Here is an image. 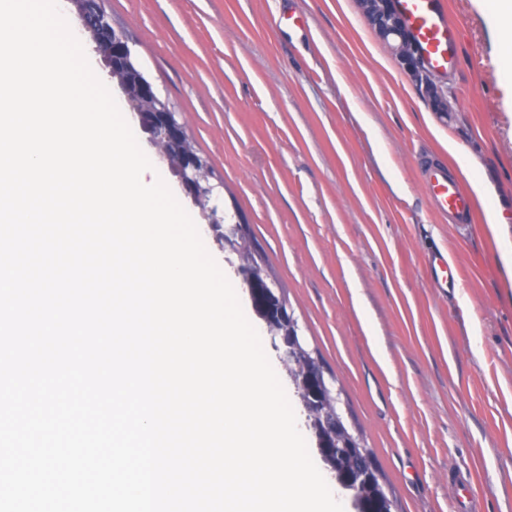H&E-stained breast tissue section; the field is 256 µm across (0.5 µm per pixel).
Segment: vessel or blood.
Returning <instances> with one entry per match:
<instances>
[{"label": "vessel or blood", "mask_w": 512, "mask_h": 512, "mask_svg": "<svg viewBox=\"0 0 512 512\" xmlns=\"http://www.w3.org/2000/svg\"><path fill=\"white\" fill-rule=\"evenodd\" d=\"M398 6L428 65L438 71L455 69L459 62L460 29L449 21L441 0H398ZM418 174L434 210L447 216L449 223H470L474 200L457 175L450 173L447 167L433 164L419 167ZM430 265L437 287L456 286L447 256L434 257Z\"/></svg>", "instance_id": "b4317fda"}]
</instances>
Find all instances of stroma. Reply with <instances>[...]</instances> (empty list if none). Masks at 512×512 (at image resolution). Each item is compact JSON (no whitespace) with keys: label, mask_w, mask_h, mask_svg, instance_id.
I'll use <instances>...</instances> for the list:
<instances>
[{"label":"stroma","mask_w":512,"mask_h":512,"mask_svg":"<svg viewBox=\"0 0 512 512\" xmlns=\"http://www.w3.org/2000/svg\"><path fill=\"white\" fill-rule=\"evenodd\" d=\"M460 65L433 111L355 0H106L263 248L367 436L399 512H512V43L444 0ZM475 159L473 223L431 209L417 160ZM495 211L496 226L486 213ZM448 255L458 286L427 258Z\"/></svg>","instance_id":"obj_1"}]
</instances>
